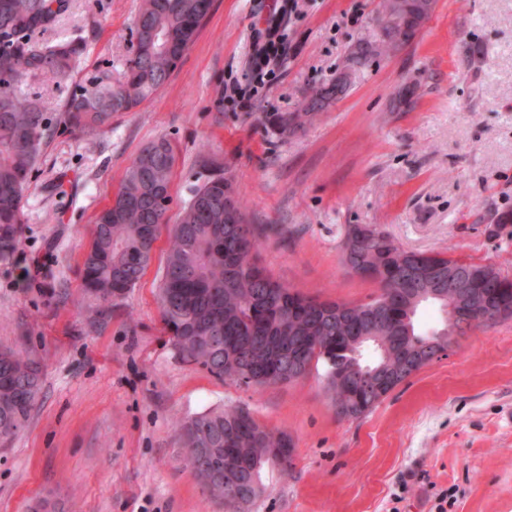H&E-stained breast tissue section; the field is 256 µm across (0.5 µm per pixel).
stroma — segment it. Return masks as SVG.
Here are the masks:
<instances>
[{
	"label": "stroma",
	"instance_id": "stroma-1",
	"mask_svg": "<svg viewBox=\"0 0 512 512\" xmlns=\"http://www.w3.org/2000/svg\"><path fill=\"white\" fill-rule=\"evenodd\" d=\"M380 0H213L199 36L167 84L94 138L54 137L21 203V243L0 258V347L42 368L25 429L0 444V512L49 496L62 512H224L185 468L179 424L243 407L288 433V473L265 467L247 512H512V321L459 337L371 413L339 417L321 373L245 387L188 362L158 302L168 226L148 268L104 319L81 280L99 213L149 141L175 150L174 201L200 173L231 168L274 278L339 303L373 298L376 284L341 262L348 224L384 231L403 249L445 252L512 276V0H436L416 38L352 72L348 92L306 131L282 140L268 112H298L310 86L335 83L358 41L381 29ZM139 0H71L46 40L83 36L72 83H37L57 108L72 84L121 72ZM278 25L287 53L257 77L260 33ZM485 63L463 68L467 48ZM418 87L411 107L403 84ZM238 86L247 99L223 98Z\"/></svg>",
	"mask_w": 512,
	"mask_h": 512
}]
</instances>
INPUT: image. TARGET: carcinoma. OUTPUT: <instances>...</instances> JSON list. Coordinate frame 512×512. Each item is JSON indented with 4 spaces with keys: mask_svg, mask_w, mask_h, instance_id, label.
Instances as JSON below:
<instances>
[{
    "mask_svg": "<svg viewBox=\"0 0 512 512\" xmlns=\"http://www.w3.org/2000/svg\"><path fill=\"white\" fill-rule=\"evenodd\" d=\"M381 0L383 39L355 45L351 61L366 65L415 38L435 0ZM69 0H0V256L17 250L21 200L43 145L55 135L93 136L117 112H130L167 83L194 44L212 0H141L133 23L132 58L117 79L105 75L90 86L73 88L56 115L30 94L34 82L68 81L86 49L83 37L40 43L35 35L55 26ZM347 92L341 84L309 89L301 112H269L266 126L285 139L312 124L331 102ZM175 154L164 138L145 145L131 161L112 204L96 218L92 242L83 256L82 285L101 309L121 301L143 276L159 225L169 221ZM261 239L247 224L228 168L200 175L178 208L159 284L164 324L175 346L212 375L239 386L291 383L295 364L304 373L322 366L324 389L364 416L406 381L408 359L434 336H463L472 324L446 323L422 333L416 315L425 288H441L448 306V269L463 260L444 254L406 251L384 231L365 224L344 227L339 248L352 274L377 284L381 294L368 303L346 304L307 297L267 273L257 258ZM472 296L494 300L512 320V278L487 264L467 263ZM372 336L380 349L377 365L397 373L379 390L359 389L350 377L336 382V359L347 358L359 336ZM41 391L40 369L27 354L0 348V442L26 426ZM187 448L185 466L229 512L235 500L252 503L262 493L260 472L267 465L259 449L292 446L284 432L269 429L245 408L198 414L179 427ZM240 461L245 483L224 485V458Z\"/></svg>",
    "mask_w": 512,
    "mask_h": 512,
    "instance_id": "cac0c4a2",
    "label": "carcinoma"
}]
</instances>
